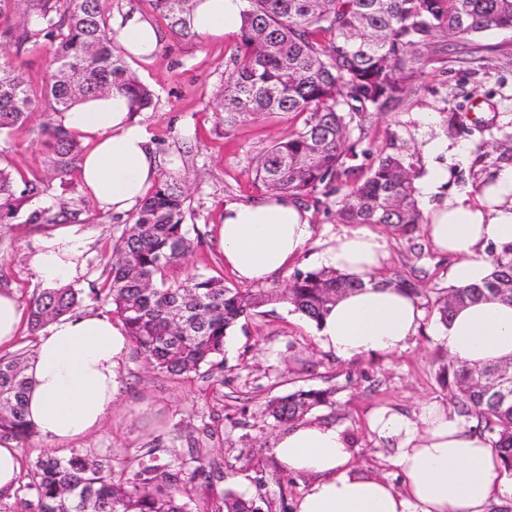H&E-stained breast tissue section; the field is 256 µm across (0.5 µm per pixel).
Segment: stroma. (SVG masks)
I'll return each instance as SVG.
<instances>
[{
	"mask_svg": "<svg viewBox=\"0 0 512 512\" xmlns=\"http://www.w3.org/2000/svg\"><path fill=\"white\" fill-rule=\"evenodd\" d=\"M111 17L139 13L161 32L156 54L146 62L131 61L139 79L153 87L157 99L141 113L151 143L160 157V173L174 174L191 186L187 215L194 242L185 272L223 276L228 286L238 283L220 254L214 226L230 202L246 203L263 195L254 182V160L274 141L287 138L302 124L301 117L279 114L246 119L224 129L213 101L224 83L225 71L238 40L184 36L157 17L151 0H103ZM485 48L478 63L460 61L456 38L440 39L432 60L413 81L407 95L392 110L372 115L364 132L352 136L356 178H364L378 157L400 154L425 171L424 146L433 140L462 146L464 157L449 156L448 191L477 188L512 164V32L488 31L477 38ZM431 122H424V115ZM40 116L8 134H0V165L26 180L49 175L50 152L38 136ZM87 233L85 273L75 288L102 287L107 278L106 254L122 231L124 218L86 201L80 217ZM47 225L16 221L0 231V287L14 289L22 306H29L42 288L28 264V253ZM383 271L424 270L422 289L447 288L450 260L438 253L427 236L417 244L388 235ZM288 274L261 285L271 301L241 320L228 336L224 375L189 379L165 377L151 371L127 350L121 392L101 427L87 436L57 445L34 437L19 449L20 463L52 453L92 451L110 457L114 467L155 444L169 446L176 439H198L207 460L227 474L223 488L254 499L261 512H295L306 478L285 471L272 454L276 435L265 414L266 403L300 388L333 393L334 402L313 410V417L336 423L354 440L353 467L401 485L388 442L372 432L370 420L390 408L417 417L423 402L447 403L448 392L438 379V354L444 353L437 332L438 315L422 305L420 328L403 350L369 355L351 361L325 351L314 325L278 295ZM209 434H202V427Z\"/></svg>",
	"mask_w": 512,
	"mask_h": 512,
	"instance_id": "stroma-1",
	"label": "stroma"
}]
</instances>
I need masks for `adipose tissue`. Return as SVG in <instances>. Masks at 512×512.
I'll return each mask as SVG.
<instances>
[{
  "label": "adipose tissue",
  "mask_w": 512,
  "mask_h": 512,
  "mask_svg": "<svg viewBox=\"0 0 512 512\" xmlns=\"http://www.w3.org/2000/svg\"><path fill=\"white\" fill-rule=\"evenodd\" d=\"M246 7L247 0H196L187 24L201 36L230 37ZM111 26L127 58H149L160 45L157 27L139 15L118 17ZM57 120L92 143L81 161L88 197L115 215L133 212L156 178L159 159L126 95L115 91L89 99ZM447 181L446 168L430 166L421 186L428 199L423 228L453 257L448 276L464 287L488 276L487 247L512 243V166L470 195L439 198ZM217 237L225 265L243 281L264 284L288 271L308 248L310 214L285 194L234 202L224 207ZM85 250L80 225L67 224L40 237L28 263L43 285L57 287L82 274ZM386 258L385 237L366 227L344 232L314 255L316 268L364 282L315 326L321 346L338 359L401 350L418 330L416 299L397 287L369 283ZM440 338L451 355L472 364L512 356V305H468L441 327ZM128 344L123 328L106 315H67L47 326L27 371L26 418L40 436L65 444L99 429L120 392ZM372 429L395 442L403 487L356 473L352 440L336 424L308 417L276 436L278 461L310 480L297 512H487L493 503L512 504V480L505 478L497 452L469 433L450 408L429 401L415 419L383 410L374 415Z\"/></svg>",
  "instance_id": "obj_1"
}]
</instances>
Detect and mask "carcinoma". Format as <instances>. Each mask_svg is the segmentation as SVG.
Returning a JSON list of instances; mask_svg holds the SVG:
<instances>
[{"instance_id":"cac0c4a2","label":"carcinoma","mask_w":512,"mask_h":512,"mask_svg":"<svg viewBox=\"0 0 512 512\" xmlns=\"http://www.w3.org/2000/svg\"><path fill=\"white\" fill-rule=\"evenodd\" d=\"M156 13L182 35L191 34L185 15L192 0H153ZM512 29V0H247L240 42L231 58L216 110L224 128L247 118L294 114L303 124L275 142L257 160L255 180L270 195L287 193L303 207H318L347 186L336 215L343 224H378L414 239L423 216L418 208V172L399 154L379 158L361 181L347 160L352 126L369 110L386 111L406 95L422 68L421 50L438 36H457L462 53L476 58L481 46L471 37ZM50 48V70L35 88L7 55L0 56V133L43 121L39 134L52 141L53 177L80 161L79 138L56 123L88 95L124 93L132 110L143 112L154 93L131 70L115 40L101 0H0V48L21 52L29 44ZM48 181L16 185L0 168V229L24 218L26 224L75 221L83 199L71 198L59 211L34 206ZM191 195L178 178L157 179L113 239L109 274L89 293L71 286L45 288L29 306L36 333L54 320L75 314L85 299L113 306L135 353L167 377L220 378L224 342L240 319L266 302V295L230 288L224 278L187 273L170 281L166 271L184 262L193 240L185 224ZM491 274L481 283L437 292L432 303L448 323L455 308L480 299L512 303V244L489 253ZM413 296L415 281L395 272L380 280ZM363 286L335 271L298 270L280 299L313 322L342 294ZM33 350L0 355V439L20 445L37 432L25 420L24 395ZM512 367V357L469 365L448 357L440 368L456 414L468 430L487 437L512 472V396L492 386L496 373ZM331 403V393L298 389L270 400L267 413L277 426H289ZM150 463L129 458L115 470L103 457L75 452L67 458L45 454L30 463L24 495L27 512H259L254 502L227 489L197 507L194 493L224 479L221 468L201 449L188 454L154 447Z\"/></svg>"}]
</instances>
